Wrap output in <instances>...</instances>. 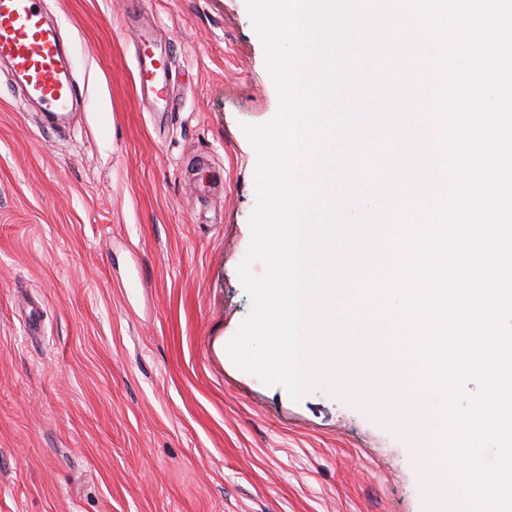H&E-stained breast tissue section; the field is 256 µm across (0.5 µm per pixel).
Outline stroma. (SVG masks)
Returning <instances> with one entry per match:
<instances>
[{"label":"stroma","instance_id":"stroma-1","mask_svg":"<svg viewBox=\"0 0 512 512\" xmlns=\"http://www.w3.org/2000/svg\"><path fill=\"white\" fill-rule=\"evenodd\" d=\"M47 6L87 105L45 128L0 65V512H430L381 414L229 355L279 108L246 0ZM138 70L141 88L147 92L150 91L156 99L164 102L165 106L172 111L174 100L169 94V75L166 73L165 64L156 65L152 61L149 64L140 62Z\"/></svg>","mask_w":512,"mask_h":512}]
</instances>
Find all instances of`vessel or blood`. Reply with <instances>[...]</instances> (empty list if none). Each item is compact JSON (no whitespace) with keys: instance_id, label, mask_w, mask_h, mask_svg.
Listing matches in <instances>:
<instances>
[{"instance_id":"b4317fda","label":"vessel or blood","mask_w":512,"mask_h":512,"mask_svg":"<svg viewBox=\"0 0 512 512\" xmlns=\"http://www.w3.org/2000/svg\"><path fill=\"white\" fill-rule=\"evenodd\" d=\"M44 0H0V64L8 65L28 100L50 123L64 119L80 98L69 49L59 24L49 22ZM140 86L173 107L165 65L141 63Z\"/></svg>"}]
</instances>
